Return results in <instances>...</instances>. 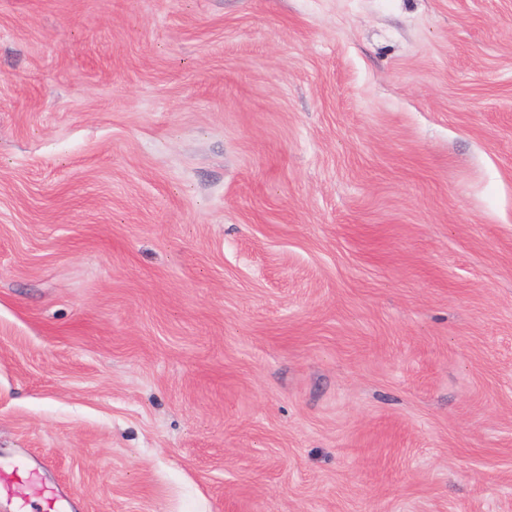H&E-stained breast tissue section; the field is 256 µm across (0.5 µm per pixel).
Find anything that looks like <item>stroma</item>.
<instances>
[{"label": "stroma", "instance_id": "stroma-1", "mask_svg": "<svg viewBox=\"0 0 512 512\" xmlns=\"http://www.w3.org/2000/svg\"><path fill=\"white\" fill-rule=\"evenodd\" d=\"M66 512H512V0H0V468Z\"/></svg>", "mask_w": 512, "mask_h": 512}]
</instances>
